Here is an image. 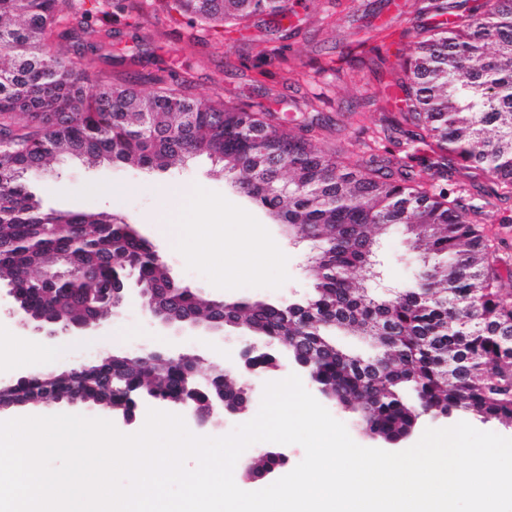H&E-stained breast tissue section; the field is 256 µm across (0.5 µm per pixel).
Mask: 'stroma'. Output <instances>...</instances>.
I'll list each match as a JSON object with an SVG mask.
<instances>
[{
	"instance_id": "35a3bbf8",
	"label": "stroma",
	"mask_w": 512,
	"mask_h": 512,
	"mask_svg": "<svg viewBox=\"0 0 512 512\" xmlns=\"http://www.w3.org/2000/svg\"><path fill=\"white\" fill-rule=\"evenodd\" d=\"M413 0H290L292 36L289 50L276 54L280 40L275 20L257 17L242 32H229L223 41L190 46L181 41L180 27L154 12L150 0H141L143 28L139 36L113 27L112 39L128 46L136 62L112 70L114 82H132L142 92L154 89L147 80L148 62L164 61L177 74L188 75L192 92L199 97L214 94L224 99H249L271 106L277 117L301 124L313 123V132L330 143L364 140L371 135L382 113L395 111L402 90L394 83V69L403 58L411 33L422 22L412 11ZM385 27L390 35L380 54L358 48L357 33L365 27ZM30 189L45 207L55 210L119 212L136 224L140 233L162 255L170 275L194 288L203 297L278 300L308 294L313 286L309 258L310 242H297L283 233L260 207L242 197L210 159L199 156L185 165L146 171L137 167L105 165L88 168L75 160H56L43 172L27 177ZM171 191L177 202V217L184 224L202 223L204 217L223 206L224 252L211 255L199 248L191 235L161 239L150 220ZM257 225L263 242L281 247V254L252 271L238 260L241 240L235 227ZM403 230L393 228L379 238L378 284L403 287L415 266L402 248ZM0 338L22 339L32 346L49 347L48 357L36 368L55 373L90 365L105 355H131L147 348L164 354L189 357L199 374H208L218 362L237 361L251 336L238 328L221 331L185 330L179 333L153 324L139 299L114 308L102 333L62 335L49 340L33 328L22 327L8 315L0 316ZM288 364L263 369L257 379L239 372L228 376L237 387L248 390V405L238 419L223 427L201 426L187 420L188 429L199 436L221 437L237 424L258 413L265 383L293 374ZM77 414L111 421L122 433L138 432L146 420L139 409L133 424H125L111 408L82 401H61L13 407L0 411V421L18 416Z\"/></svg>"
}]
</instances>
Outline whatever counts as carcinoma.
Masks as SVG:
<instances>
[{
    "label": "carcinoma",
    "instance_id": "1",
    "mask_svg": "<svg viewBox=\"0 0 512 512\" xmlns=\"http://www.w3.org/2000/svg\"><path fill=\"white\" fill-rule=\"evenodd\" d=\"M152 4L185 19L180 37L193 45L261 15L286 18V0ZM414 7L450 22L414 28L396 78L404 106L383 114L361 165L349 148L277 122L259 103L194 97L185 76L174 88L164 67L147 74L151 94L110 83L87 95L83 56L70 45L127 64L112 26L139 28V0H0V288L73 326L110 314L91 299L112 283L167 285L166 267L132 224L108 212L46 210L25 175L58 158L165 170L204 154L291 236L320 246L308 295L235 303L224 325L275 343L299 339L292 354L318 355L321 393L387 436L426 411L512 424V300L482 228L512 224V0ZM417 164L432 182L416 178ZM397 225L421 261L406 287L384 295L352 272L371 265L378 236ZM33 268L64 279L48 286ZM166 300L214 324L211 302L191 289ZM340 333L371 338L375 354L339 346ZM183 384L179 364L112 355L75 373L33 372L0 387V403L80 397L130 411L141 393L165 400Z\"/></svg>",
    "mask_w": 512,
    "mask_h": 512
}]
</instances>
